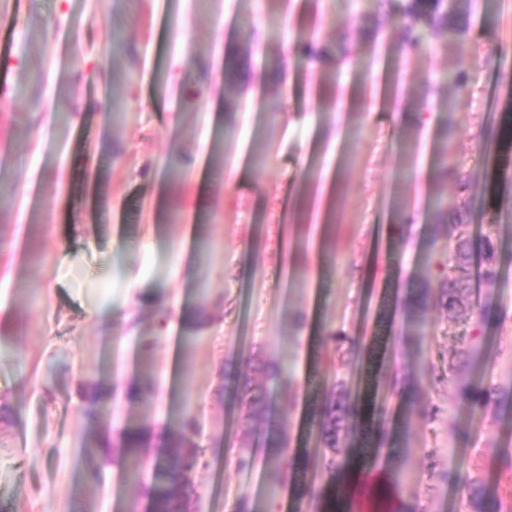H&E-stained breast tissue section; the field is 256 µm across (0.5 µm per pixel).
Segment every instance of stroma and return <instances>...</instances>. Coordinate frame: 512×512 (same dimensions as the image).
<instances>
[{"label":"stroma","mask_w":512,"mask_h":512,"mask_svg":"<svg viewBox=\"0 0 512 512\" xmlns=\"http://www.w3.org/2000/svg\"><path fill=\"white\" fill-rule=\"evenodd\" d=\"M388 0H0V512H150L118 460L125 420L150 434L147 456L194 415L202 463L188 512H295L297 482L261 464L271 431L307 453L302 478L341 493L314 450L319 377L344 382L352 404L373 367L393 386L423 360L422 399L436 417L403 428L394 462L410 475L397 497L416 512H470L445 483L472 462L490 493L512 499V421L460 402L448 365L476 318L431 297L422 334L382 364L401 327L400 300L422 283V249L448 254L447 216L431 195L460 196L472 236L512 224V188H493L491 114H512V0L468 14L464 48L403 53ZM468 76L463 89L448 72ZM411 97L403 120L373 111L376 90ZM465 183L439 180L436 162ZM237 167L231 183L224 170ZM209 188L210 208L194 200ZM79 261L65 267L61 247ZM142 289L130 290L128 274ZM134 313L104 330L92 305ZM184 313L167 331L162 308ZM341 329L358 354L322 340ZM485 380L512 382V317L484 331ZM282 363L269 383L257 361ZM248 380L271 400L269 420L243 423L234 399ZM149 397L130 400L123 385ZM23 417H15L13 401ZM471 430L468 443L455 442ZM255 453L249 471L238 455ZM100 472L98 481L87 478Z\"/></svg>","instance_id":"obj_1"}]
</instances>
